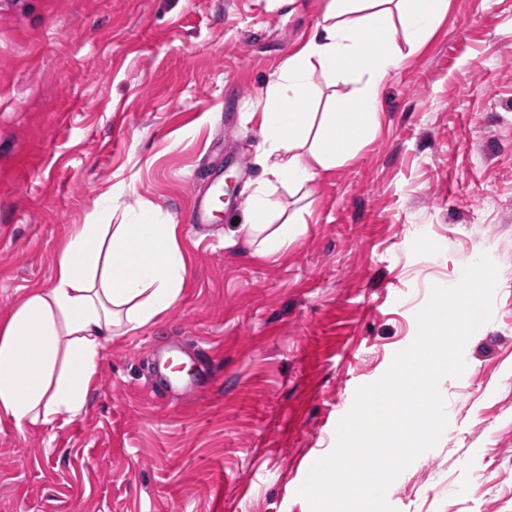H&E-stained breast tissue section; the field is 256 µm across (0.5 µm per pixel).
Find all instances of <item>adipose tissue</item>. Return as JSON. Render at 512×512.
Segmentation results:
<instances>
[{"label": "adipose tissue", "mask_w": 512, "mask_h": 512, "mask_svg": "<svg viewBox=\"0 0 512 512\" xmlns=\"http://www.w3.org/2000/svg\"><path fill=\"white\" fill-rule=\"evenodd\" d=\"M447 10L448 0H328L307 44L268 86L259 114L267 177L249 196V221L240 227L257 254L286 253L304 234V209L283 214L278 188L305 192L320 172L376 138L383 84ZM319 70L349 87L328 112L315 109ZM187 268L178 225L150 203L128 222L72 225L52 284L0 320V417L47 428L81 416L106 344L174 308Z\"/></svg>", "instance_id": "adipose-tissue-1"}]
</instances>
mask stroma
Returning a JSON list of instances; mask_svg holds the SVG:
<instances>
[{"label": "stroma", "mask_w": 512, "mask_h": 512, "mask_svg": "<svg viewBox=\"0 0 512 512\" xmlns=\"http://www.w3.org/2000/svg\"><path fill=\"white\" fill-rule=\"evenodd\" d=\"M327 0H0V320L49 287L74 224L152 202L181 224L180 303L103 351L82 416L0 420V512H311L299 490L416 314L488 254L491 319L444 377L448 426L396 512H512V0H449L380 92L377 138L310 187L307 229L236 235L263 177L258 113ZM223 169L213 224L182 215ZM191 394H153L157 355Z\"/></svg>", "instance_id": "obj_1"}]
</instances>
